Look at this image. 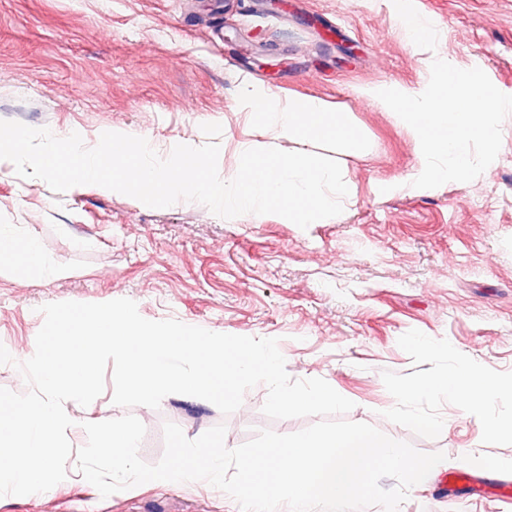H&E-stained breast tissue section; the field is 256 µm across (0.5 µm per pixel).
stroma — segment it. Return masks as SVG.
I'll use <instances>...</instances> for the list:
<instances>
[{
	"instance_id": "obj_1",
	"label": "stroma",
	"mask_w": 512,
	"mask_h": 512,
	"mask_svg": "<svg viewBox=\"0 0 512 512\" xmlns=\"http://www.w3.org/2000/svg\"><path fill=\"white\" fill-rule=\"evenodd\" d=\"M433 21L417 42L402 19ZM482 69L512 95V0H0V120L79 133L98 143L127 130L161 156L206 143L218 123L220 173L239 162L254 130L239 92L315 97L369 136L360 156L342 158L354 197L342 216L302 229L276 214L224 219L179 201L151 208L86 185L64 192L0 163V225L35 235L66 277L48 280L26 263L0 267V344L21 354L43 324L41 306L133 300L148 320L175 319L218 333L275 338L295 379L321 378L354 403L346 420L368 423L423 453L447 456L443 472L410 489L399 512H512V504L451 492L444 483L465 450L481 454L494 485L512 487V437L488 435L489 414L512 413V392L492 410L400 390L448 366L478 363L512 376V115L496 160L475 180L434 189L407 186L418 146L401 121L360 89H419L434 58ZM428 343L421 351L416 341ZM113 383L83 422L133 414L145 426L139 455L157 463L163 425L197 438L226 427L234 448L258 430L281 434L314 417L273 420L265 385L223 415L173 394L159 408L113 402ZM445 419L442 428L421 424ZM0 512H240L205 482L154 481L101 497L75 479L37 495L0 497Z\"/></svg>"
}]
</instances>
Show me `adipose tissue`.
<instances>
[{
    "label": "adipose tissue",
    "mask_w": 512,
    "mask_h": 512,
    "mask_svg": "<svg viewBox=\"0 0 512 512\" xmlns=\"http://www.w3.org/2000/svg\"><path fill=\"white\" fill-rule=\"evenodd\" d=\"M20 249L25 262L47 279L57 277L56 268L43 254L37 237L8 225L0 226V255ZM512 390V378L500 377L487 369L473 364L449 367L447 371L428 377L420 386L406 389L402 401L429 395L442 397L451 402L467 401L479 406H489L499 392Z\"/></svg>",
    "instance_id": "1"
}]
</instances>
